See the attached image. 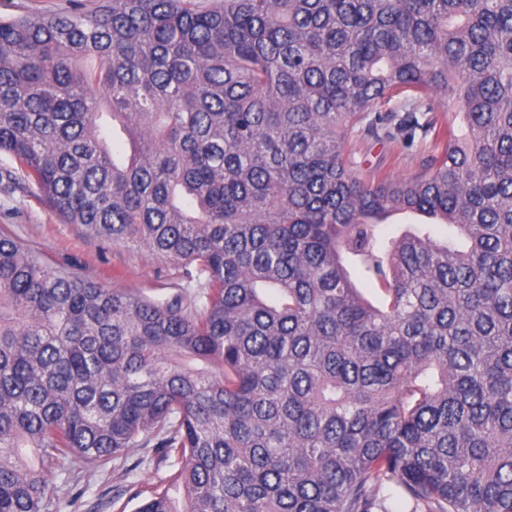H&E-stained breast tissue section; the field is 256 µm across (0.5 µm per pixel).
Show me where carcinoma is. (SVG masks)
I'll return each mask as SVG.
<instances>
[{"mask_svg":"<svg viewBox=\"0 0 512 512\" xmlns=\"http://www.w3.org/2000/svg\"><path fill=\"white\" fill-rule=\"evenodd\" d=\"M366 141L426 154L371 177ZM1 153L197 292L105 288L0 235V512H61L133 448L177 465L134 512H386L387 483L413 512H512V0L0 19ZM391 214L465 246L383 241Z\"/></svg>","mask_w":512,"mask_h":512,"instance_id":"cac0c4a2","label":"carcinoma"}]
</instances>
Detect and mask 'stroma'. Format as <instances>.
<instances>
[{
  "mask_svg": "<svg viewBox=\"0 0 512 512\" xmlns=\"http://www.w3.org/2000/svg\"><path fill=\"white\" fill-rule=\"evenodd\" d=\"M360 152L373 169L395 177L412 175L422 159L421 153L403 155L381 144L361 147ZM0 232L19 239L49 265L106 288L139 292L161 302L178 294L184 283L181 265L157 258L146 247L94 240L80 227L62 223L32 188H0ZM171 472L170 464L159 461L155 449H132L126 464H112L106 471L85 476L80 483L82 496L64 512H119L112 503L116 497L134 512L136 488L163 480Z\"/></svg>",
  "mask_w": 512,
  "mask_h": 512,
  "instance_id": "1",
  "label": "stroma"
}]
</instances>
